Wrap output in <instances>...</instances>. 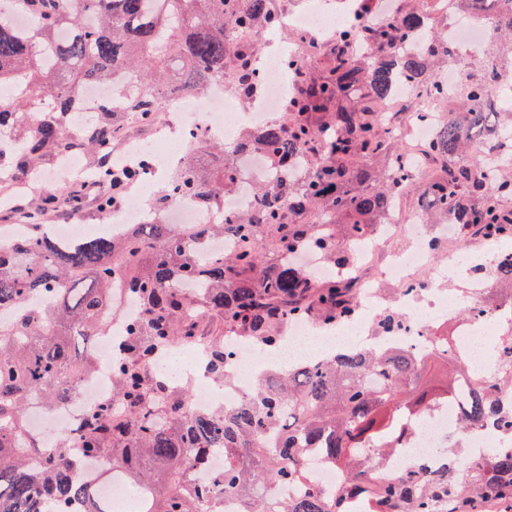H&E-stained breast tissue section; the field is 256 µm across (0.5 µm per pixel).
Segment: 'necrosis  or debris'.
<instances>
[{"instance_id": "4bbe7bcc", "label": "necrosis or debris", "mask_w": 512, "mask_h": 512, "mask_svg": "<svg viewBox=\"0 0 512 512\" xmlns=\"http://www.w3.org/2000/svg\"><path fill=\"white\" fill-rule=\"evenodd\" d=\"M360 15L359 0H340L338 13L333 17L321 10L317 0H304L299 9L284 13L281 17L284 27L300 35V42L294 43L288 50L268 54L265 67L259 72L262 92L251 99L246 107H237L230 97L225 96L224 84L218 81L211 87L205 112L187 114L173 110L166 104L159 105L155 110L154 123L165 125L175 134V141H161L149 136H122V146L113 156L114 163L125 168L139 166L142 174L125 207L114 214L113 231L119 234L127 225L141 223L146 209L142 202L145 189L163 168L173 163L177 153L187 148L188 136L192 133L201 139L222 133L236 169L244 174L234 193L225 197L224 211L232 214L251 208L255 203L252 182L266 174L268 165L263 156L243 147L240 128H260L268 123L272 114L280 112L286 93L285 61L300 57L302 40L330 41L340 31L358 22ZM388 100L391 106L415 115L414 120L407 124L413 144L406 156L415 169L416 178H423L422 150L431 140L435 129L433 120L426 116L431 106L416 83L402 79L395 80L391 85ZM158 217L171 224L175 231L185 232L194 225L212 222L213 211L197 198L175 197L159 212ZM436 239L458 241L456 226L440 224L430 234L412 218L408 210L397 208L389 212L374 237L353 245L357 265L364 269L365 274L358 279L359 303L352 319L331 329L317 327L308 321H294L287 328L290 339L301 344L320 336L326 347L331 348L335 345L336 337L345 336L352 347H372L378 340L373 325L379 314L390 307L397 311L401 327L388 334V342L421 353L431 350L436 339L435 327L455 321L460 296L455 289L449 288L448 273L466 258L461 250H454L449 253L447 262L432 268L426 280H419V271L431 254L432 242ZM399 241L407 243V251L385 255V248ZM388 281L397 282L400 286L396 300H389L383 291ZM510 344L511 302L487 307L482 316L459 324L452 347L455 355L469 369L468 376L462 378L459 384L460 389L469 390L475 376L487 375L490 366L497 363L498 350ZM234 346L236 356L227 367L230 379L226 382L215 381L208 373L206 360L209 343L200 336L184 344L186 359L176 369H168V359L163 355L156 356L153 367L161 371L171 370L173 383L200 388L201 393L193 402L195 410H208L217 404L230 407L238 403L252 386L256 367L270 368L282 364L281 353H259L240 340L235 341ZM113 347L112 337H103L105 357L98 360L93 375L83 382L79 395L58 405L50 416L40 419L38 430L45 447L55 446L56 434L71 431L86 409L98 402L111 400L112 368L109 355ZM461 419L462 404L455 396L420 413L410 434L397 441L385 456V477L395 478L413 472L435 474L449 464L466 472L480 459L483 449L512 447V435L483 426L467 435L465 442L468 450L464 455L453 459L441 455V448L447 447L451 437L457 433ZM304 465L311 476L312 487L324 496H337L348 503L351 512H375L374 486L368 485L360 493L350 494L344 484L341 467L328 462L318 452L306 454ZM111 468L112 462L107 458L83 459L78 464L77 472L95 485L100 498L111 500L114 512H129L133 495L127 484L117 479L109 483L103 477L104 472Z\"/></svg>"}]
</instances>
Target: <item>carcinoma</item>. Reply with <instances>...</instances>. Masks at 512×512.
I'll list each match as a JSON object with an SVG mask.
<instances>
[{"mask_svg":"<svg viewBox=\"0 0 512 512\" xmlns=\"http://www.w3.org/2000/svg\"><path fill=\"white\" fill-rule=\"evenodd\" d=\"M31 20V36L0 15V86H24L53 104L74 111L76 93L89 84L122 75L140 90L129 96L120 84L112 100L124 111L105 110L95 118L78 116L84 149L96 156L112 152L124 113L140 123L167 97H197L224 69L241 94L259 92L254 57L228 54L236 33L273 29L279 19L272 0H13ZM491 0H447L490 26L482 62L460 57L440 34H431L414 52L403 46L420 25L439 28L422 0H403L393 17L362 21L372 53L357 52L356 41L341 36L326 51L320 72L287 61L297 80L280 120L250 131L243 142L267 156L271 175L258 183L252 209L221 222L199 224L187 234L167 224H133L126 234L107 231L74 239L56 238L34 224L28 236L0 241V512H60L84 500L88 512H109L91 484L77 477L70 449L85 456L112 458L120 478L136 488L139 512H212L218 496L235 492L242 512H343L308 487L275 505L261 495L268 481L302 484L306 451L318 449L344 471L349 487H363L378 475L361 459L367 446L379 459L400 426L399 413L426 408L416 391L429 385L435 366L453 368L448 395L464 373L450 349L419 357L400 350L352 349L315 363L277 372L278 384H259L238 405L187 412L192 392L171 385L150 370L162 349L196 336L209 337L208 368L224 380L233 356L224 344L231 334L272 348L288 321L307 318L319 326L348 319L358 303L349 271L353 252L343 240L369 236L399 197L408 173L398 149L400 112H383L389 85L400 74L416 82L430 100L455 96L469 105L445 115L424 161L437 169L422 186L417 208L437 224L452 222L462 240H512V165L487 177L493 158L512 156V122L495 119L486 107L512 113V99H498L503 88L496 58L512 37V0L488 15ZM450 61L465 73L452 91L438 84L436 69ZM182 70V83L166 81L169 69ZM19 104H0V135L9 134L13 160L6 171L21 177L44 157L70 143L51 116L17 126ZM0 168V175L5 171ZM137 169L98 166L104 186L96 198L99 214L112 216ZM239 173L222 143H198L181 155L162 202L173 195L202 196L214 208L238 184ZM65 192L39 196L43 211ZM344 226L339 235L338 225ZM224 238L234 248L220 254L193 250L189 239ZM312 247L341 275L317 280L291 256ZM270 249L276 260L262 261ZM495 275L512 285V252L501 253ZM192 284L193 292L177 287ZM124 286L139 306L123 326V351L112 359V401L87 411L76 435L60 436L48 453L33 434L26 410L38 401L53 409L77 396L96 368L95 354L78 355L75 341L112 333L120 313L114 294ZM39 291L55 295L50 308L32 306ZM508 369L466 393L462 424L485 423L512 435V407L501 408L493 390L512 388V349L502 352ZM220 450L224 472L196 483L192 472ZM467 481L449 468L427 478L406 474L384 483L380 512H432V498L448 499L446 512H512V447L494 449L475 465Z\"/></svg>","mask_w":512,"mask_h":512,"instance_id":"1","label":"carcinoma"}]
</instances>
